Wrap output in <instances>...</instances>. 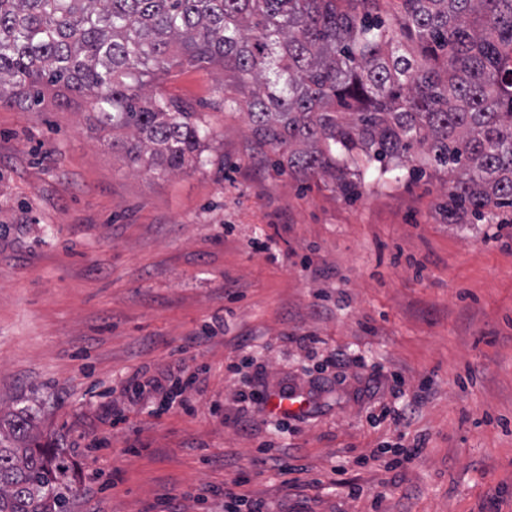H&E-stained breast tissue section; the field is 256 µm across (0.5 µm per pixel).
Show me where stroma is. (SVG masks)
<instances>
[{
  "label": "stroma",
  "instance_id": "1",
  "mask_svg": "<svg viewBox=\"0 0 512 512\" xmlns=\"http://www.w3.org/2000/svg\"><path fill=\"white\" fill-rule=\"evenodd\" d=\"M223 80L203 63L159 85L216 134L210 165L176 176L130 168L83 105L0 108V401L40 408L77 463L71 512H164L171 495L212 512L195 494L264 441L316 484L285 491L268 467L244 492L292 512L307 496L313 512H512V209L452 224L433 177L348 198L329 178L274 170L246 115L213 109ZM220 318L223 334L197 342ZM310 334L315 349L291 342ZM242 339L267 393L304 398L284 427L272 407L256 413L248 437L228 421L254 373L235 363ZM333 351L357 361L345 378ZM181 360L207 372L192 411L114 401L135 370ZM426 379L415 414L380 419ZM419 439L388 468L396 442ZM338 465L360 497L329 487Z\"/></svg>",
  "mask_w": 512,
  "mask_h": 512
}]
</instances>
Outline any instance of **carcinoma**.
Returning a JSON list of instances; mask_svg holds the SVG:
<instances>
[{"instance_id": "1", "label": "carcinoma", "mask_w": 512, "mask_h": 512, "mask_svg": "<svg viewBox=\"0 0 512 512\" xmlns=\"http://www.w3.org/2000/svg\"><path fill=\"white\" fill-rule=\"evenodd\" d=\"M0 0V106L84 102L137 170L209 163L200 113L150 87L173 61L224 68L215 106L344 196L413 163L453 223L512 208V0ZM38 412L0 418V512H69L70 462Z\"/></svg>"}]
</instances>
